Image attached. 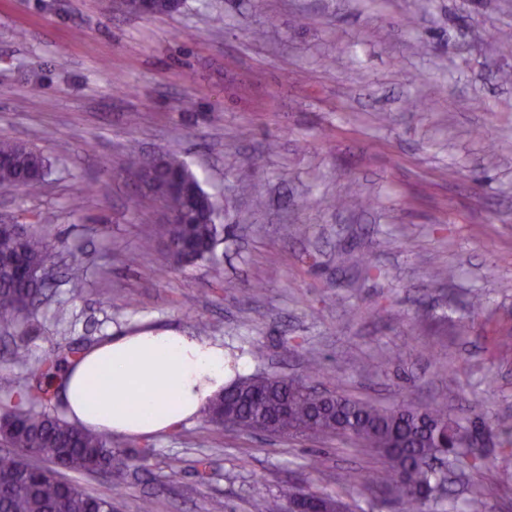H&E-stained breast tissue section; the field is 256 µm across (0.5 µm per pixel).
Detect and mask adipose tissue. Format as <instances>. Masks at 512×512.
Here are the masks:
<instances>
[{"label": "adipose tissue", "mask_w": 512, "mask_h": 512, "mask_svg": "<svg viewBox=\"0 0 512 512\" xmlns=\"http://www.w3.org/2000/svg\"><path fill=\"white\" fill-rule=\"evenodd\" d=\"M220 344L170 329L109 337L71 359L53 389L70 420L117 436L175 430L234 377Z\"/></svg>", "instance_id": "adipose-tissue-1"}]
</instances>
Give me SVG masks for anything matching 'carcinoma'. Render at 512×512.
I'll return each instance as SVG.
<instances>
[{
  "label": "carcinoma",
  "mask_w": 512,
  "mask_h": 512,
  "mask_svg": "<svg viewBox=\"0 0 512 512\" xmlns=\"http://www.w3.org/2000/svg\"><path fill=\"white\" fill-rule=\"evenodd\" d=\"M46 164L47 159L35 148L0 139V186L36 192L44 182L41 167ZM153 165L177 174L185 193L207 195L176 154L161 156ZM219 219L220 213L212 207L194 224L163 225L167 240L174 245L171 256L180 263L189 255L197 261L213 258L226 231ZM64 247L63 241L51 242L33 232L21 233L14 224H0V326L18 323L46 296V282L26 278L19 270L51 265ZM29 356L26 341L13 343L12 364L23 366ZM61 363L58 358L47 360L39 377L16 382L0 400V441L10 447L0 454V512H117L116 496L91 492L64 474L105 475L115 479L113 486L118 487L127 469L144 466L151 455L147 448H114L111 433L85 429L48 408L45 379L61 370ZM323 378L325 371L315 358L308 360L300 378L266 372L240 376L213 402L208 417L222 426L228 409L235 413V430L241 433L341 437L371 449L383 465L368 473L364 488L387 497L396 512H437L445 494L446 474L433 469L431 461L446 460L452 467L476 470L485 466V456L464 446L467 428L448 417L444 404L383 409L329 389L320 404L310 389ZM489 431L496 433L503 451L512 450L511 419L497 420ZM287 503L322 512L350 510L339 495L290 487L284 498L268 500L265 512H290Z\"/></svg>",
  "instance_id": "carcinoma-1"
}]
</instances>
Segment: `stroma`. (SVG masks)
I'll list each match as a JSON object with an SVG mask.
<instances>
[{
	"instance_id": "35a3bbf8",
	"label": "stroma",
	"mask_w": 512,
	"mask_h": 512,
	"mask_svg": "<svg viewBox=\"0 0 512 512\" xmlns=\"http://www.w3.org/2000/svg\"><path fill=\"white\" fill-rule=\"evenodd\" d=\"M503 31L512 0H187L152 17L104 0H0V138L51 162L38 194L0 191V223L70 246L46 299L0 329V362L26 340L21 380L70 349L174 328L222 345L247 375L259 345L267 370L295 377L316 356L337 391L384 408L444 399L467 424L512 417V355L493 349L512 338ZM133 145L178 153L222 202L234 234L214 261L171 258L161 202L124 169ZM352 252L369 268H340ZM438 266L456 277L436 282ZM113 442L152 452L118 512L146 494L156 512H264L299 484L391 512L358 483L380 459L344 438L246 435L203 415ZM484 453L481 470L452 475L450 499L480 488L487 512H512V454L493 439Z\"/></svg>"
}]
</instances>
